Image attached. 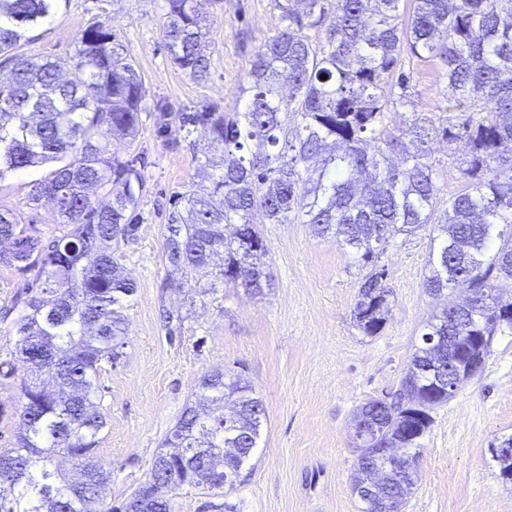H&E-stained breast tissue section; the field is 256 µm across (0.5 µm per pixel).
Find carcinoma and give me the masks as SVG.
I'll list each match as a JSON object with an SVG mask.
<instances>
[{
  "mask_svg": "<svg viewBox=\"0 0 512 512\" xmlns=\"http://www.w3.org/2000/svg\"><path fill=\"white\" fill-rule=\"evenodd\" d=\"M61 0H0V181L48 165L33 184V203L54 198L60 223L72 229L44 242L34 224L0 208V265L38 287L14 298L18 339L0 378L17 365L20 432L0 452V512H113L100 488L112 471L94 458L107 425L99 384L104 365L123 356L125 303L136 293L131 275L112 258V244L136 231L145 188V156L110 152L113 138L133 139L147 112L162 131L176 124L190 137L207 131L208 192L173 196L164 244L166 264L189 277L212 266L217 278L251 295L272 287L263 258L267 244L254 222L309 224L332 236L369 271L353 310L365 336L384 328L390 311L387 269L378 258L399 235L429 226L428 275L433 296L461 279L482 305L472 312L450 303L424 325L401 388L392 402L371 400L356 414L381 418L373 444L359 448L352 491L362 512H402L417 482L418 453L392 461L376 450L398 441L417 449L431 427V412L448 402L454 363L485 357L495 333L512 332V314L493 305L494 281L512 280V0H412L400 21L402 0H276L282 26L249 61L250 98L242 110L205 107L173 112L146 105V86L112 28L93 23L74 55L55 59L14 53L29 30L57 12ZM198 0H166L163 39L170 59L195 80L207 76L209 30ZM323 33L313 42L308 31ZM437 60L445 70L448 104L466 118L434 126L412 119L410 134L423 143L435 134L466 149L459 170L466 189L440 210V174L427 156L410 151L391 114L410 103L414 60ZM326 79H320V76ZM58 391L39 382L42 371ZM199 388L211 406H185L156 457L171 448H206L227 442L234 455L212 463L174 458L151 467L130 495L134 512H174L153 497L159 484H179L226 495L224 470L240 473L260 436L265 408L251 386L222 370L205 374ZM73 460L70 472L57 459ZM379 465L376 490L361 491L365 468Z\"/></svg>",
  "mask_w": 512,
  "mask_h": 512,
  "instance_id": "cac0c4a2",
  "label": "carcinoma"
}]
</instances>
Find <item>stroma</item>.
<instances>
[{"mask_svg":"<svg viewBox=\"0 0 512 512\" xmlns=\"http://www.w3.org/2000/svg\"><path fill=\"white\" fill-rule=\"evenodd\" d=\"M210 30L211 67L194 80L163 47L165 0H62L55 16L35 28L19 51L33 58L74 54L91 22L110 26L135 61L151 100L173 111L211 105L234 112L252 55L281 26L275 0H201ZM411 107L392 116L408 128L413 113L434 124L456 123L445 110L439 62L415 64ZM143 117L134 141L112 145L119 155L144 152L146 189L135 235L114 248L113 258L132 275L137 291L123 310L124 356L100 375L108 424L97 459L112 470L102 490L106 506L125 500L142 483L162 441L186 404L199 400L201 377L218 369L241 375L262 399L266 419L245 462L241 484L228 494L234 512H361L351 489L357 452L351 424L356 410L395 392L407 371L423 327L442 307L424 286L429 231L398 239L382 257L391 311L376 336L355 327L352 311L363 270L354 253L308 225L264 224L265 261L273 286L251 296L200 270L171 277L164 260L167 234L159 208L174 192L202 190L204 162L191 141L173 146ZM33 167L0 183V208L20 222H34L44 240L63 236L51 201L32 206ZM181 320L167 328L164 312ZM18 368L0 384V451L14 447L19 432ZM421 438L418 482L403 512H512V482L502 479L493 448L512 437V335L494 336L482 374L463 382L433 413Z\"/></svg>","mask_w":512,"mask_h":512,"instance_id":"35a3bbf8","label":"stroma"}]
</instances>
